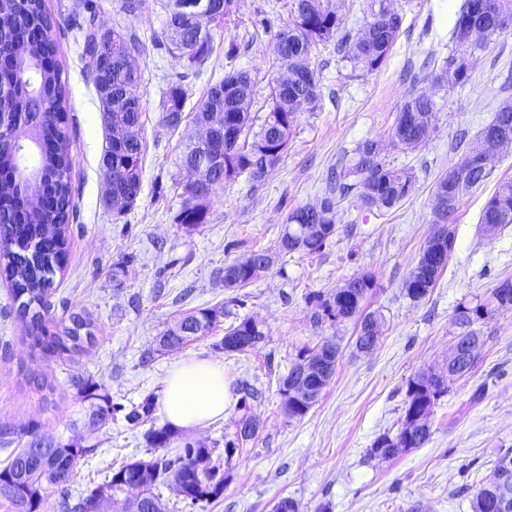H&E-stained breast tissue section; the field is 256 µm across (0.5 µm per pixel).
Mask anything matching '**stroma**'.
<instances>
[{"mask_svg":"<svg viewBox=\"0 0 512 512\" xmlns=\"http://www.w3.org/2000/svg\"><path fill=\"white\" fill-rule=\"evenodd\" d=\"M83 0H46L59 44L73 142L72 181L77 217L69 227V259L57 273L44 319L55 324L80 314L92 338L69 355L44 357L30 345L26 321L0 278V425L36 422L46 437L68 442L81 436L88 452L79 458L64 488L48 491L49 512L61 501L77 502L102 485L130 458H155L146 433L165 425L161 411L131 424L124 412L146 396L160 397L163 380L182 358H211L224 365L232 388L251 383L257 399L233 404L224 418L187 430L189 440L224 448L239 419L252 415L257 434L223 461L228 482L218 499L186 505L167 486H157L168 512H272L288 497L300 512H471L476 489L499 458L512 453V310L480 322L485 344L473 371L448 378L431 416V436L420 448L383 460L368 454L384 433L401 426L408 385L418 375L448 368V354L460 333V306L485 299L512 279V225L494 237L480 229L481 212L500 180L512 178V151L495 160L491 176L463 195L451 219L455 241L448 265L422 301L405 295L403 282L434 233V188L458 155L452 143L468 132L470 147L508 95L512 76V29L493 37L472 57L465 86L425 80L409 73L427 57L443 64L454 52L451 22L464 0H392L402 26L386 64L370 74L344 69L332 45L319 46L311 65L322 72V99L301 109L288 150L259 183L248 175L213 186L205 223H180L182 185L188 179L181 157L207 84L230 69L257 78L251 114L263 118L269 81L279 71L275 34L286 23L293 0H237L235 13L213 32L216 50L197 75L172 54L162 32L163 0H144L133 16L120 14V0H94L101 30L135 31L143 49L135 63L141 76L144 144L142 189L125 214L105 204L99 161L109 128L70 28ZM236 43L234 59L224 46ZM186 90L185 120L179 129L161 121L160 102L170 82ZM437 104L428 141L401 151L392 141L396 113L414 93ZM378 141L382 156L412 168L411 195L390 211L363 207L356 195L339 201L336 235L323 253L278 254L289 212L317 203L325 175L338 157L363 140ZM266 249L278 257L269 271L244 288H227L215 269ZM372 275L365 302L385 324L372 352L355 348L354 320H311L310 299L330 298L346 280ZM220 309L217 323L183 348L160 355L155 338L183 314ZM252 316L267 333L255 351L225 352V329ZM325 339L340 345L336 372L304 417L283 409L280 381L303 346ZM92 379L113 402L123 404L105 428L88 424V403L74 380Z\"/></svg>","mask_w":512,"mask_h":512,"instance_id":"1","label":"stroma"}]
</instances>
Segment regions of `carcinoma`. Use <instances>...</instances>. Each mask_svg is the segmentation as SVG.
<instances>
[{"label": "carcinoma", "instance_id": "1", "mask_svg": "<svg viewBox=\"0 0 512 512\" xmlns=\"http://www.w3.org/2000/svg\"><path fill=\"white\" fill-rule=\"evenodd\" d=\"M191 0H167L164 5L166 22L164 37L170 42V51L176 52L193 73L201 72L214 51L212 27L224 23L236 8V0H207L205 10L196 19L183 11ZM378 9L372 11L363 32L356 35L343 30L330 0H293V16L275 34L277 44L288 47V55L280 58L288 78L271 80L270 103L259 129H254L255 118L249 112L256 78L247 70H231L224 78L209 85L197 111L194 122L207 119L219 123L216 139L224 143V157L215 173L223 183L246 173L254 182L264 180L279 162L288 147V141L297 120L299 109L307 105L317 108L321 98L320 71L311 66V54L320 45L335 42L336 56L343 68L372 73L379 70L392 51L402 17L387 6L388 0H374ZM88 13L73 15L71 28L83 46L85 66L89 80L102 105L110 115L112 135L109 136L99 170L104 180L112 184V212L120 215L135 203L142 189L143 142L140 136L142 103L139 93L140 75L131 64V57L140 53L141 43L133 33L117 30L101 31L95 21L93 4H87ZM503 15L512 17V0H464L456 14L452 29L455 54L440 71L429 70L423 64L424 74L415 73L413 81L431 76L438 83L463 86L470 81L473 52L492 37L501 34ZM54 21L46 10L45 0H0V38L8 41L21 29L27 31V40L16 59V69L28 73L34 81V96L26 94L24 86L0 95V176H15L17 158L11 148L15 137V123L21 112L37 109L49 116L40 127L32 130L30 138L41 146L40 169L30 182L17 187L15 195L0 201V274L11 282L12 299L18 303L19 313L29 318L27 329L32 344L44 351L69 353L80 349L83 339L91 333L81 334L89 323L83 317H70V324H60L50 333L42 323L41 309L54 276L64 270L68 255L67 225L74 214V187L72 184V143L67 133L68 112L65 86L60 67L56 63L59 45L51 36ZM481 29L484 41L469 43L467 34ZM186 91L182 84L171 85L162 101V122L172 128L184 121ZM436 112V104L424 93L412 95L398 109L395 118L393 144L412 150L428 137ZM252 134V142L245 149L239 145L242 134ZM484 141H499L495 153L484 162H474L463 150L467 133L456 135L454 150L461 155L448 173L438 178L435 197H443V207L433 210V223L438 225L428 240L417 264L406 277L405 295L414 302L424 299L448 264L449 254L436 250V240L455 239V230L448 224L456 212L463 194L482 185L492 174L496 153L512 148V99H504L492 120L480 130ZM414 187V176L408 168H395L381 158V147L375 140L358 143L352 156L340 157L326 176V188L319 203L303 205L292 210L278 248L285 253L301 252L307 255L321 253L336 234V206L338 199L355 190L362 205L378 211H389L406 199ZM212 186L184 185L181 221L184 224H202L206 217V199ZM480 224H493L497 230L512 224V179L498 183L497 189L485 204ZM253 261H233L224 264L215 276L226 288H243L271 268L274 257L266 250L252 252ZM373 277L364 274L354 277L338 289L333 297L323 299L317 295L313 322L324 318L358 319L356 347L364 352L365 337L378 334L382 317L366 312L362 304L373 288ZM512 310V280L505 279L494 288L490 297L474 306L462 305L457 309L455 321L463 328L456 337V345L466 349L471 340L480 335L472 329L478 321L500 311ZM219 311L201 309L189 312L172 328L157 338V351L176 349L207 332L217 321ZM228 336H242L253 350L266 338L261 322L246 317L231 327ZM339 357V346L332 340H323L314 347H305L298 354L288 374L281 378L280 392L297 381L319 390L322 375L332 379ZM78 396L89 403L88 422L92 426H105L112 422V414L121 405L99 393V385L91 380L75 383ZM445 392V388L432 385L430 376L420 375L408 388L402 423L412 422L426 406ZM320 395L300 405L283 401L290 418L304 416L318 401ZM153 398L143 402L126 414L130 422L139 423L152 416ZM256 428L249 417L240 421L236 441L225 444L224 453L231 455L236 444L248 442ZM430 426L417 428L411 443L402 435L385 433L378 437L369 454L381 459H393L411 448H420L430 438ZM147 439L151 447L166 449L178 441L181 450L175 456L153 460H135L112 472L105 484L92 489L74 505L66 502L61 507L68 512H90L96 499L109 492L126 494L122 512H165L160 495L154 493L159 479L174 485L183 501L195 505L211 501L224 493L227 476L220 464L198 469L197 461L212 458L213 449L183 438L169 425L149 430ZM0 450L7 452L0 462V503L11 512H47L46 490L65 485L73 472L76 460L85 455L80 439L61 443L40 434L36 424L22 429L0 426ZM504 464L512 465V457L503 456L493 473L475 491L471 499L472 512H512V498L504 500L499 492L496 476Z\"/></svg>", "mask_w": 512, "mask_h": 512}]
</instances>
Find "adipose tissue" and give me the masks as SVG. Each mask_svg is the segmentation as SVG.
Returning <instances> with one entry per match:
<instances>
[{"label":"adipose tissue","mask_w":512,"mask_h":512,"mask_svg":"<svg viewBox=\"0 0 512 512\" xmlns=\"http://www.w3.org/2000/svg\"><path fill=\"white\" fill-rule=\"evenodd\" d=\"M232 402L224 366L212 359H181L164 380L162 410L167 421L180 429L200 427L222 417Z\"/></svg>","instance_id":"ef3b65f1"}]
</instances>
